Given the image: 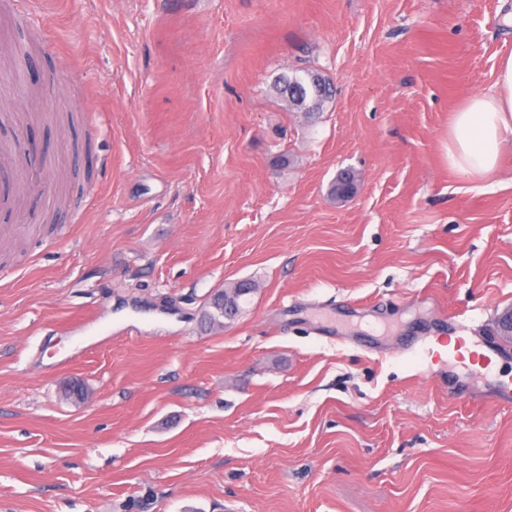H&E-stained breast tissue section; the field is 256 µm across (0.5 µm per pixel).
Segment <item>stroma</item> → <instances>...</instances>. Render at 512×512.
Returning <instances> with one entry per match:
<instances>
[{
	"label": "stroma",
	"mask_w": 512,
	"mask_h": 512,
	"mask_svg": "<svg viewBox=\"0 0 512 512\" xmlns=\"http://www.w3.org/2000/svg\"><path fill=\"white\" fill-rule=\"evenodd\" d=\"M12 2L51 176L0 234V512H512V134L448 164L500 0ZM307 68L316 119L273 86ZM234 288L214 296L211 300V307L215 312L210 313V318L216 321L219 317H226L236 314L239 310H242L240 306V300L245 295H240L238 292L233 291ZM234 310V312H231Z\"/></svg>",
	"instance_id": "35a3bbf8"
}]
</instances>
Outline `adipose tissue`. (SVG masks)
I'll use <instances>...</instances> for the list:
<instances>
[{
  "label": "adipose tissue",
  "mask_w": 512,
  "mask_h": 512,
  "mask_svg": "<svg viewBox=\"0 0 512 512\" xmlns=\"http://www.w3.org/2000/svg\"><path fill=\"white\" fill-rule=\"evenodd\" d=\"M512 133V53L501 58L494 90L471 96L448 127V164L480 177L495 171L506 134Z\"/></svg>",
  "instance_id": "adipose-tissue-1"
}]
</instances>
